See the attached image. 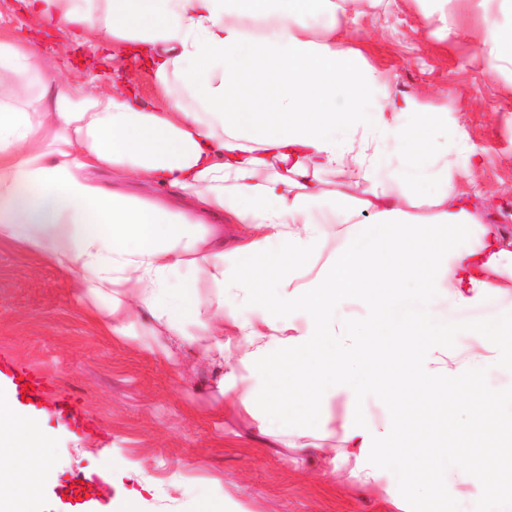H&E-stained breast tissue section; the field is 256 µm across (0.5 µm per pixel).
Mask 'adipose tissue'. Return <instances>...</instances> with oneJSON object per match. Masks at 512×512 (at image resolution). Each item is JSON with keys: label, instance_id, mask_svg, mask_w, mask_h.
Segmentation results:
<instances>
[{"label": "adipose tissue", "instance_id": "adipose-tissue-1", "mask_svg": "<svg viewBox=\"0 0 512 512\" xmlns=\"http://www.w3.org/2000/svg\"><path fill=\"white\" fill-rule=\"evenodd\" d=\"M342 0H27L44 26L94 34L148 62L165 102L133 94H32L35 44L0 34V244L70 277L108 335L148 315V349L197 352L259 434L307 450L340 436L357 475L408 512L416 469L407 418L378 424L387 366L425 397L465 402L481 378L512 375V250L429 146L462 128L395 96L340 37ZM473 34L474 60L512 74V0ZM324 19L325 33L312 23ZM111 170L117 185L99 184ZM447 296L453 319L435 315ZM355 296L364 324L336 307ZM480 336L474 353L453 337ZM369 364L354 372L360 359ZM299 385L319 413L288 420ZM56 449L0 392V512L55 481ZM399 458L398 481L380 461ZM475 492L502 512L497 466L458 467L433 497Z\"/></svg>", "mask_w": 512, "mask_h": 512}]
</instances>
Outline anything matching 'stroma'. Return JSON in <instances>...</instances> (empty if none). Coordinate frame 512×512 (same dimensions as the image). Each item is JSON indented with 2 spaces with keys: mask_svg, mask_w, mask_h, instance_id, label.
<instances>
[{
  "mask_svg": "<svg viewBox=\"0 0 512 512\" xmlns=\"http://www.w3.org/2000/svg\"><path fill=\"white\" fill-rule=\"evenodd\" d=\"M353 10L344 4L337 24L358 26L363 53L391 90L464 128L468 149L483 165L457 182L470 192L482 222L498 225L504 242H512V77L469 62L467 34L483 22L475 0H450L436 13L428 0H383L361 17ZM0 18L42 47L44 83L61 82L75 93L129 86L144 105L161 102L144 67L127 66L105 49L98 54L101 68L93 69L80 40L43 28L20 0H0ZM130 333L120 340L102 332L65 277L38 257L0 244V357L9 361L0 388H14L20 376L41 377V390L22 408L54 442L63 484L108 457L118 474L114 512H125L130 490L142 494L139 512H188L202 479L223 499L224 512H395L377 489L352 475L338 439L302 456L253 433L249 419L212 387L211 368L197 353L167 361L141 347L140 325ZM436 405L447 422L438 445L451 454L421 466L412 512H452L453 503L429 493L441 463L473 462L476 448L485 449L490 463L501 448H512V437L475 433L469 450L455 452L457 427L475 414L443 396Z\"/></svg>",
  "mask_w": 512,
  "mask_h": 512,
  "instance_id": "1",
  "label": "stroma"
}]
</instances>
